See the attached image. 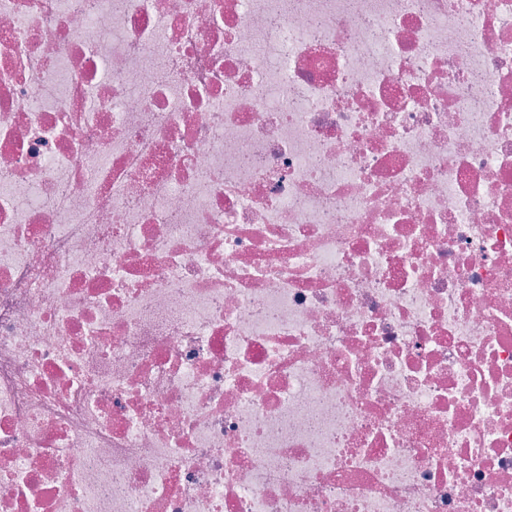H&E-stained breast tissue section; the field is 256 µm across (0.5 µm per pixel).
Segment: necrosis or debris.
<instances>
[{
    "label": "necrosis or debris",
    "mask_w": 512,
    "mask_h": 512,
    "mask_svg": "<svg viewBox=\"0 0 512 512\" xmlns=\"http://www.w3.org/2000/svg\"><path fill=\"white\" fill-rule=\"evenodd\" d=\"M0 512H512V0H0Z\"/></svg>",
    "instance_id": "obj_1"
}]
</instances>
